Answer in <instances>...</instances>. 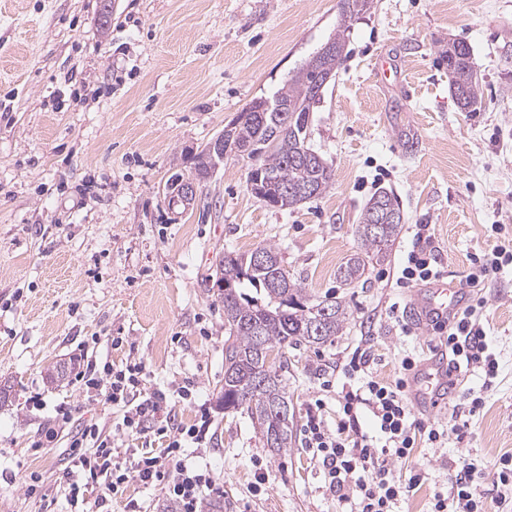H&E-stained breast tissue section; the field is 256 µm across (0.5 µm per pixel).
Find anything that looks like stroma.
I'll use <instances>...</instances> for the list:
<instances>
[{
	"label": "stroma",
	"instance_id": "1",
	"mask_svg": "<svg viewBox=\"0 0 512 512\" xmlns=\"http://www.w3.org/2000/svg\"><path fill=\"white\" fill-rule=\"evenodd\" d=\"M339 0H0V512H73L57 483L65 441L34 448L56 407L115 439L127 467L161 442L128 433L123 405L107 406L74 378L50 383L82 349L144 367L145 392L166 393L176 425L193 424L192 385L211 412V441L187 462L224 484L202 512H347L323 485L303 436L307 411L326 403L336 424L341 383L322 389L319 371L369 337L373 377L393 382L404 355L424 359L434 334L402 336L386 311L409 301L391 285L413 227L431 225L444 275L464 281L474 256L512 234V0H374L349 19L347 56L312 114L311 148L332 185L279 210L256 199L247 162L227 155L198 189V206L172 212L166 186L191 175L192 157L254 98L280 89L335 34ZM465 41L482 77V101L459 111L440 47ZM394 70L381 78L378 56ZM399 197L405 222L388 261L346 286L339 269L360 242L358 217L378 188ZM272 244L315 297L334 296L353 317L328 344L288 349L285 378L293 443L266 448L249 420L224 412V308L214 282L229 251ZM482 322L500 362L472 418L471 433L433 448L418 440L396 476L427 473L396 505L430 512L462 461L486 471L512 453V270L483 290ZM123 338L113 348V338ZM268 479L257 484V470ZM46 498L28 495L30 474ZM160 486L132 480L107 512H162Z\"/></svg>",
	"mask_w": 512,
	"mask_h": 512
}]
</instances>
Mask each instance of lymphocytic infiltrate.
<instances>
[{
    "mask_svg": "<svg viewBox=\"0 0 512 512\" xmlns=\"http://www.w3.org/2000/svg\"><path fill=\"white\" fill-rule=\"evenodd\" d=\"M508 266H512V239L474 257L465 285L483 288ZM441 273L429 225H416L412 245L395 273L396 287L424 285ZM484 305L483 298L473 299L442 328L439 343L447 349L454 369L479 374L489 383L497 377L500 364L480 319ZM370 363L369 348L356 347L341 368L346 385L338 399L341 417L336 429L327 427L322 414L324 402L316 400L307 414L305 440L318 461L326 488L338 500L355 502L357 512H394L397 502L421 484L425 473L414 471L408 481L402 482L395 479L391 463L408 458L417 438L437 445L452 435L459 439L467 436L471 418L481 410L484 398L482 391L468 390L462 396V406L452 408L448 424H424L414 419L404 376L391 384L369 379ZM75 370L76 379L87 390L95 391L104 403L129 405L124 417L128 429L167 441L166 457L146 456L128 468L114 458L109 435L95 425L74 429L73 408H57L44 438L49 443L66 439L70 460L79 463L87 479L103 481L108 493L131 478L145 485L162 483L165 496L177 504L178 512H200L206 499L222 496L223 486L209 472L197 469L181 456L187 445L207 442L211 421L206 404H198L194 424L175 428L159 417L166 401L164 393L141 398L142 364L117 369L82 356ZM478 477L473 464H462L449 493H435L431 512H487L485 500L476 492Z\"/></svg>",
    "mask_w": 512,
    "mask_h": 512,
    "instance_id": "f902f5d3",
    "label": "lymphocytic infiltrate"
}]
</instances>
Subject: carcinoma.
Instances as JSON below:
<instances>
[{
	"mask_svg": "<svg viewBox=\"0 0 512 512\" xmlns=\"http://www.w3.org/2000/svg\"><path fill=\"white\" fill-rule=\"evenodd\" d=\"M373 0H340L342 18L368 13ZM346 29L336 32V49L317 55L315 65H303L275 95L288 104L291 120L283 126L280 112H255L248 104L231 120V145H252L260 151L257 170L247 174L252 193L275 201L280 189H288V207L293 208L327 191L332 172L323 158L308 146L310 114L323 95L315 93L321 73L336 72L346 58ZM448 60L450 91L461 112H473L480 103L481 83L471 48H457L453 41L441 49ZM279 131L274 145L265 144L267 134ZM401 212L398 197L379 189L369 199L356 225L361 249L339 270L340 279L360 280L366 267L388 260L404 219L374 224L377 212ZM272 261L270 266L253 263L254 253L224 254L216 272L218 298L224 306V410H242L250 418L264 445L278 453L291 447L288 416V386L283 375L285 361L272 358L275 351L301 344L332 342L350 320L345 304L337 300H313L282 264L278 248L259 246ZM232 274V287L223 286Z\"/></svg>",
	"mask_w": 512,
	"mask_h": 512,
	"instance_id": "1",
	"label": "carcinoma"
}]
</instances>
